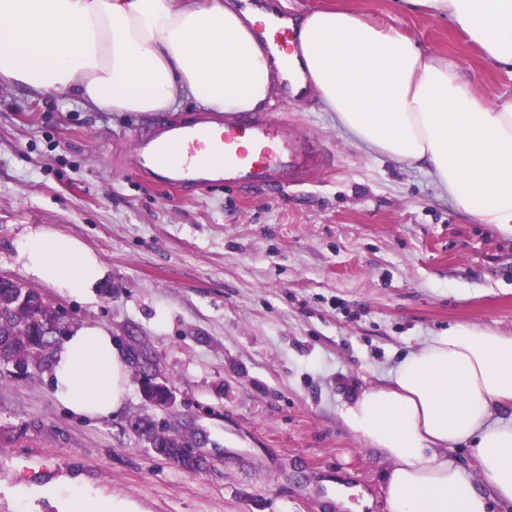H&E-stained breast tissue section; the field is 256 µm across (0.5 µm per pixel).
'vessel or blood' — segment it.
<instances>
[{
	"label": "vessel or blood",
	"instance_id": "b4317fda",
	"mask_svg": "<svg viewBox=\"0 0 512 512\" xmlns=\"http://www.w3.org/2000/svg\"><path fill=\"white\" fill-rule=\"evenodd\" d=\"M332 155L261 112H198L186 122L149 125L121 167L175 191L233 187L267 195L304 185L329 170Z\"/></svg>",
	"mask_w": 512,
	"mask_h": 512
}]
</instances>
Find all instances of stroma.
<instances>
[{
  "instance_id": "35a3bbf8",
  "label": "stroma",
  "mask_w": 512,
  "mask_h": 512,
  "mask_svg": "<svg viewBox=\"0 0 512 512\" xmlns=\"http://www.w3.org/2000/svg\"><path fill=\"white\" fill-rule=\"evenodd\" d=\"M347 6L452 60L490 103L512 71L445 20L403 0H279L297 19ZM272 118L325 144L335 165L277 196L231 187L189 194L142 183L116 160L150 114L0 88V276L28 282L15 244L55 227L103 261L78 301L39 292L72 326H103L155 355L170 411L138 380L124 408L83 418L47 373L0 372V512H64L71 491L135 512H387L388 461L343 421L352 398L458 322L512 334V245L462 213L432 178L370 156L313 97L278 91ZM135 416L188 421L206 466L156 456Z\"/></svg>"
}]
</instances>
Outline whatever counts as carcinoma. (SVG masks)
I'll return each mask as SVG.
<instances>
[{"label": "carcinoma", "instance_id": "obj_1", "mask_svg": "<svg viewBox=\"0 0 512 512\" xmlns=\"http://www.w3.org/2000/svg\"><path fill=\"white\" fill-rule=\"evenodd\" d=\"M24 291L23 283L0 278V366L7 369L21 366L25 368V374L31 375L51 366L54 349L61 341V337L46 328V322L57 321L65 328L70 322L63 310L38 293L29 298L27 309H15V301ZM129 359L139 363V377L147 382L142 388L145 398L150 401L161 396L153 357L134 344L129 349ZM128 427L150 447L168 455L176 448L196 447L200 434L194 428L180 429L166 421L156 425L141 417L129 419Z\"/></svg>", "mask_w": 512, "mask_h": 512}]
</instances>
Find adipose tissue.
<instances>
[{"instance_id":"ef3b65f1","label":"adipose tissue","mask_w":512,"mask_h":512,"mask_svg":"<svg viewBox=\"0 0 512 512\" xmlns=\"http://www.w3.org/2000/svg\"><path fill=\"white\" fill-rule=\"evenodd\" d=\"M448 19L486 61L512 69V0H407ZM271 12L236 0H0V86L75 96L110 112H260L292 68L358 145L429 174L475 223L512 232V99L488 104L451 61L347 8L309 11L293 54L272 44ZM33 280L83 299L105 268L80 240L42 226L19 240ZM49 380L72 413L125 405L128 366L100 325L74 328ZM512 336L457 323L406 354L346 407L347 428L390 463L389 512H491L512 505ZM467 446L477 476L446 456Z\"/></svg>"}]
</instances>
